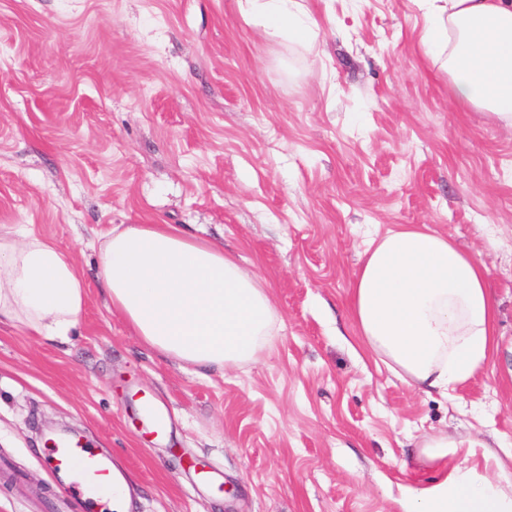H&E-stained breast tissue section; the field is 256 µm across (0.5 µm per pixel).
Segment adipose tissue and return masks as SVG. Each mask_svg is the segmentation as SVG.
Segmentation results:
<instances>
[{
  "instance_id": "adipose-tissue-1",
  "label": "adipose tissue",
  "mask_w": 512,
  "mask_h": 512,
  "mask_svg": "<svg viewBox=\"0 0 512 512\" xmlns=\"http://www.w3.org/2000/svg\"><path fill=\"white\" fill-rule=\"evenodd\" d=\"M427 54L448 56L458 99L512 126V0H422ZM247 21L291 41L307 38L300 0H246ZM96 279L114 310L148 347L181 364L224 368L254 360L275 322L269 290L211 241L175 224L115 227L100 248ZM86 302L83 269L50 241L0 236V324L25 323L69 343ZM361 340L402 380L449 395L497 348V310L483 267L448 236L409 226L365 253L351 286ZM448 440L422 451L444 479L415 493L406 512H512V473L499 485L449 468Z\"/></svg>"
}]
</instances>
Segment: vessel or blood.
Returning <instances> with one entry per match:
<instances>
[{"label":"vessel or blood","instance_id":"vessel-or-blood-1","mask_svg":"<svg viewBox=\"0 0 512 512\" xmlns=\"http://www.w3.org/2000/svg\"><path fill=\"white\" fill-rule=\"evenodd\" d=\"M140 412L147 421L152 433L164 435L167 429L165 413L148 395H140ZM55 465L58 468L75 471L76 479L71 492L85 502H93L99 489L112 483L114 475L109 465L91 448L72 443L58 444L55 450Z\"/></svg>","mask_w":512,"mask_h":512}]
</instances>
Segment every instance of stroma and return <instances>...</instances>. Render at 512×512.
<instances>
[{
    "label": "stroma",
    "mask_w": 512,
    "mask_h": 512,
    "mask_svg": "<svg viewBox=\"0 0 512 512\" xmlns=\"http://www.w3.org/2000/svg\"><path fill=\"white\" fill-rule=\"evenodd\" d=\"M307 42L239 0H0V232L87 273L70 344L0 326V512H86L50 438L116 464L134 512H402L439 479L512 468V128L454 95L419 0H301ZM121 224H177L269 286L256 360L198 369L145 347L93 275ZM448 235L486 270L498 350L453 398L403 382L357 336L370 240ZM168 410L146 436L132 399ZM226 489L201 486L195 464Z\"/></svg>",
    "instance_id": "1"
}]
</instances>
